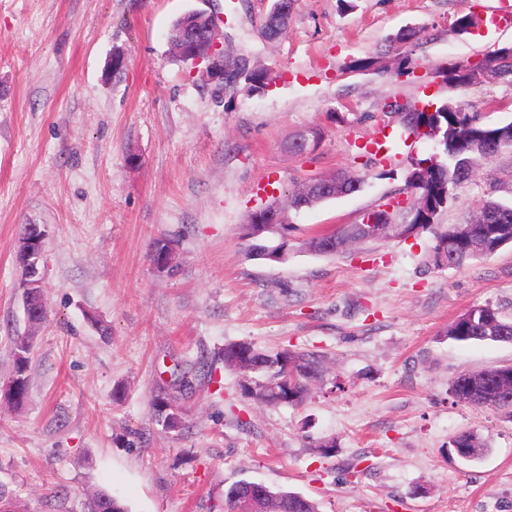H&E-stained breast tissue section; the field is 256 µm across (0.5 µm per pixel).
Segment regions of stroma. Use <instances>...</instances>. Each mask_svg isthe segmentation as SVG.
Segmentation results:
<instances>
[{
	"mask_svg": "<svg viewBox=\"0 0 512 512\" xmlns=\"http://www.w3.org/2000/svg\"><path fill=\"white\" fill-rule=\"evenodd\" d=\"M273 0H0V388L22 325L20 227L47 230L48 316L34 337L22 407L0 401V484L16 512H82L112 491L130 512H224L247 479L315 500L319 512H512V422L454 402L461 372L512 362V344L445 334L467 309L512 317V247L434 268L430 234L336 255L302 240L361 223L403 191L429 141L363 166L358 148L394 123L385 101L448 98L512 121V84L450 90L448 61L512 46V0H298L285 35L261 23ZM190 11L223 16V48L269 69L263 93L225 89L173 52ZM477 16L455 32L460 13ZM424 29L410 75L388 40ZM125 68L113 74L114 52ZM373 59L369 68L359 61ZM314 129L316 146L285 147ZM137 164H130L129 154ZM364 170L362 189L290 214L288 259H248L239 238L264 187ZM512 204V149L483 164L444 224L484 200ZM172 241L158 272L152 242ZM321 350L327 369L298 406L244 395L227 344ZM207 353L211 373L195 361ZM192 389L181 386L183 374ZM167 390L186 426L165 431L151 401ZM474 431L491 450L466 464L452 439ZM336 446L324 450L323 438ZM361 475L351 479L350 469Z\"/></svg>",
	"mask_w": 512,
	"mask_h": 512,
	"instance_id": "35a3bbf8",
	"label": "stroma"
}]
</instances>
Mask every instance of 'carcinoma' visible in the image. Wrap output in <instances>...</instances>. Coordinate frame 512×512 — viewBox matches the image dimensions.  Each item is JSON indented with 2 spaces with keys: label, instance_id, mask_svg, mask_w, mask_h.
Wrapping results in <instances>:
<instances>
[{
  "label": "carcinoma",
  "instance_id": "1",
  "mask_svg": "<svg viewBox=\"0 0 512 512\" xmlns=\"http://www.w3.org/2000/svg\"><path fill=\"white\" fill-rule=\"evenodd\" d=\"M208 21L203 15H188L173 26L170 41L175 54L184 45L187 27L203 29ZM423 36L421 29H405L390 40L396 49L407 48ZM507 48L502 47L486 54L474 71L499 69V61L507 58ZM244 81L252 93H263L272 83L270 73L260 67L243 71ZM448 85L454 90H465L475 82L469 74L460 71V63L450 61L444 69ZM394 116L402 128L405 138L430 140L435 153L416 162L407 178L404 194L408 206L404 216L410 224H418L422 231L433 236L434 246L430 255L435 268L448 265L460 267L475 258L472 244L482 240L488 244L486 255L490 256L507 245H512V205L497 201H485L478 212L493 219L491 224H440L439 215L457 198L460 189L473 180L478 161L496 156L504 147H512V122L491 123L478 112L470 110L462 102L449 99L434 107V110L406 108ZM336 178L334 193L321 191L301 192L293 188L288 194V208L298 210L313 207L332 199L358 191L364 176L352 173L343 179ZM290 224H282L277 232L259 235L252 222L239 227V238L243 241L249 258L260 260L270 252L288 247ZM367 242L361 228L345 224L329 234L310 237L303 242L305 249L318 255H335L349 246ZM446 336L458 342H504L512 344V318H505L498 309L487 304L473 307L458 315L446 329ZM33 337L18 332L12 337L13 374L9 381L14 404L20 406L27 398L30 385V363ZM224 366L242 374L244 395L266 404H302L309 392L310 384L321 376L327 355L310 350L268 351L242 340L225 346ZM512 376V363L502 364L472 372L461 373L448 381V395L455 401L476 406L495 413L512 422V389L500 386V379ZM152 406L155 414L167 431H177L183 426L182 409L175 404L166 391L158 392ZM453 446L470 448L471 461L480 460L488 451V440L474 432H462L452 441ZM265 508L273 509L285 501L299 503L297 512H318L317 503L299 493L279 488H267ZM87 512H129L122 500L106 491L94 493L87 503Z\"/></svg>",
  "mask_w": 512,
  "mask_h": 512
}]
</instances>
